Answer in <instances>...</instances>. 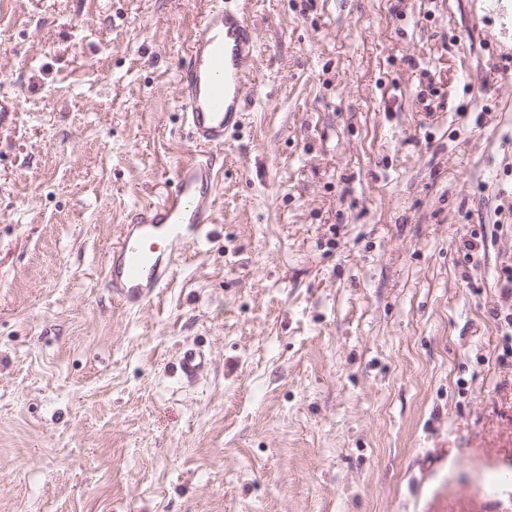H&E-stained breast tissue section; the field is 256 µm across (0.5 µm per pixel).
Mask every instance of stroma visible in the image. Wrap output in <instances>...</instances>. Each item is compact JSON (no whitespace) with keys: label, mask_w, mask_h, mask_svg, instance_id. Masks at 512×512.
I'll return each instance as SVG.
<instances>
[{"label":"stroma","mask_w":512,"mask_h":512,"mask_svg":"<svg viewBox=\"0 0 512 512\" xmlns=\"http://www.w3.org/2000/svg\"><path fill=\"white\" fill-rule=\"evenodd\" d=\"M233 3L216 238L131 309L209 2L0 0V512H512V0ZM205 359L202 353L196 349H187L179 361L181 375L187 380L196 379L203 371Z\"/></svg>","instance_id":"stroma-1"}]
</instances>
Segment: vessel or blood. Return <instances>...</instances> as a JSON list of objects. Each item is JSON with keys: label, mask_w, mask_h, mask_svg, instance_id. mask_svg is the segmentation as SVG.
<instances>
[{"label": "vessel or blood", "mask_w": 512, "mask_h": 512, "mask_svg": "<svg viewBox=\"0 0 512 512\" xmlns=\"http://www.w3.org/2000/svg\"><path fill=\"white\" fill-rule=\"evenodd\" d=\"M258 50L256 29L229 0H212L200 16L183 56L178 103L195 154L174 170L171 189L133 211L106 260L108 286L131 307L169 286L181 263V243L209 236L216 222L217 159L224 135L244 110V87ZM205 359L184 351L181 375L196 379Z\"/></svg>", "instance_id": "1"}]
</instances>
